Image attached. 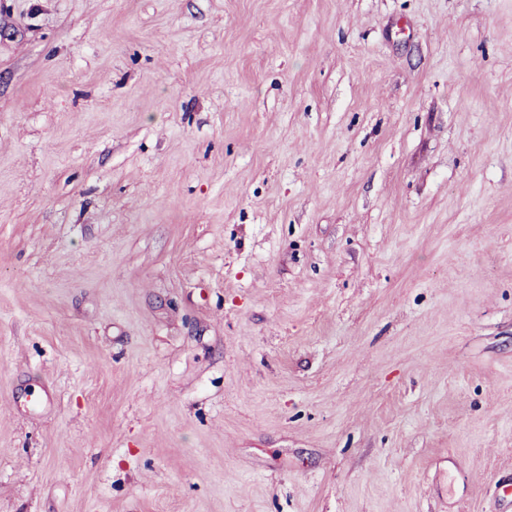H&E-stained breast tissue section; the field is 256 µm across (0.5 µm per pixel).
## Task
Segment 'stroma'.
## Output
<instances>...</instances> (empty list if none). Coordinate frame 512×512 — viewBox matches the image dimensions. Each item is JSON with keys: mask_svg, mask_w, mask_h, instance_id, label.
<instances>
[{"mask_svg": "<svg viewBox=\"0 0 512 512\" xmlns=\"http://www.w3.org/2000/svg\"><path fill=\"white\" fill-rule=\"evenodd\" d=\"M512 0H0V512H512Z\"/></svg>", "mask_w": 512, "mask_h": 512, "instance_id": "obj_1", "label": "stroma"}]
</instances>
